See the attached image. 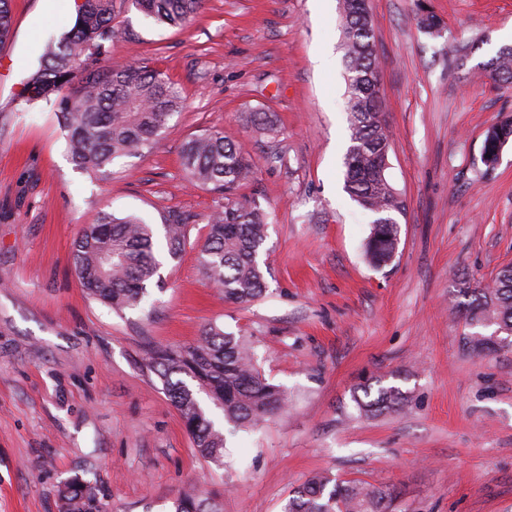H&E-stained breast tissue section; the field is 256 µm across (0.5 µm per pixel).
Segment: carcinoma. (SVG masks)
Listing matches in <instances>:
<instances>
[{
    "label": "carcinoma",
    "instance_id": "carcinoma-1",
    "mask_svg": "<svg viewBox=\"0 0 512 512\" xmlns=\"http://www.w3.org/2000/svg\"><path fill=\"white\" fill-rule=\"evenodd\" d=\"M117 0H84L73 27L48 41L39 68L24 84L25 106L44 102L66 132L68 152L76 168L89 175L108 172L118 157L142 156L154 149L168 120L185 107L182 90L146 62L111 61L117 30L112 25ZM156 23L184 27L201 7V0H131ZM342 41L350 114V145L344 157L345 189L362 208L377 215L365 244L376 267L391 262L399 244V224L392 213L405 201L386 177L393 147L385 122L386 103L377 88L374 20L367 0H341ZM10 0H0V45L11 36ZM485 76L512 85V49H500L483 64ZM512 140V118L493 124L482 148L489 155ZM181 167L187 181L218 194L224 203L205 219L207 233L198 260L207 279L220 288L222 299L245 304L265 291L266 263L260 255L268 239L269 215L239 189L254 180L257 162L224 132L207 130L187 138L181 147ZM196 216L168 212L163 224L167 252L177 259L190 244ZM73 264L85 293L118 313L140 307L158 276L152 225L134 214L116 216L102 211L73 242ZM472 300L465 325L495 327L489 336L469 334L466 343L476 353L505 348L512 336V267L501 270L492 284L468 289ZM149 367L163 383L172 405L190 434L199 457L224 459V429L216 426L203 393L224 414L233 430L256 427L287 405L284 390L255 366L248 341L217 325L200 339L177 347L149 351ZM371 378L359 386L357 409L377 414L404 405L407 396L395 387L372 390ZM60 512H107L104 491L81 477L59 489ZM175 512H216L209 502L183 494ZM284 512H394L393 491L359 481L339 482L316 472L288 499Z\"/></svg>",
    "mask_w": 512,
    "mask_h": 512
}]
</instances>
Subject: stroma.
Listing matches in <instances>:
<instances>
[{
  "label": "stroma",
  "instance_id": "1",
  "mask_svg": "<svg viewBox=\"0 0 512 512\" xmlns=\"http://www.w3.org/2000/svg\"><path fill=\"white\" fill-rule=\"evenodd\" d=\"M78 0H11L0 47V512H59L58 488L101 484L109 512H174L186 492L224 512H282L313 472L391 487L396 512H512V349L464 344L465 287L512 266V142L486 170V130L512 116V86L479 71L512 45V0H370L386 120V175L406 207L386 266L364 244L375 216L344 189L349 145L338 0H204L184 28L118 6V63L148 61L185 108L142 157L91 176L72 164L48 108L20 109L42 47L70 28ZM437 35L418 25L421 9ZM268 113L270 132L247 124ZM223 131L258 163L245 194L271 220L267 288L221 301L198 246L217 196L181 171V146ZM198 217L180 258L118 315L77 279L72 244L97 212L160 225ZM246 337L288 407L227 435L224 460L199 458L149 346L196 342L209 324ZM405 405L359 414L364 377Z\"/></svg>",
  "mask_w": 512,
  "mask_h": 512
}]
</instances>
